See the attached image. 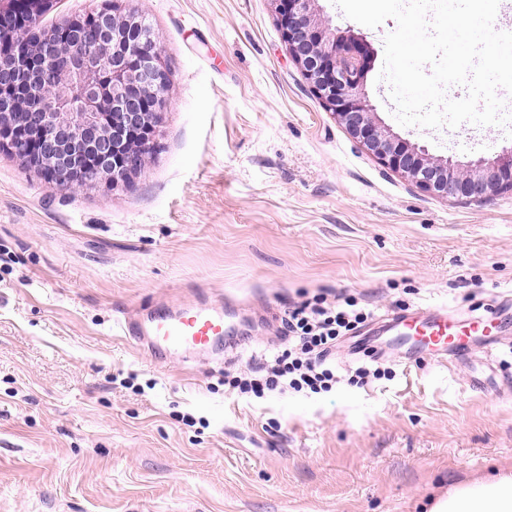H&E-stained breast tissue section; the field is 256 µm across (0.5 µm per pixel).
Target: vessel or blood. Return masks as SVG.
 Returning <instances> with one entry per match:
<instances>
[{"mask_svg": "<svg viewBox=\"0 0 512 512\" xmlns=\"http://www.w3.org/2000/svg\"><path fill=\"white\" fill-rule=\"evenodd\" d=\"M388 327L395 330L396 343L405 346L409 361L425 357L443 361L449 354L468 347L473 332L486 330L487 322L472 319L469 332L458 336L437 320L406 323L394 316ZM229 330L223 307L205 299L175 310H157L148 320L129 319L122 325L124 335L146 342L153 354L179 353L188 358L220 350Z\"/></svg>", "mask_w": 512, "mask_h": 512, "instance_id": "obj_1", "label": "vessel or blood"}]
</instances>
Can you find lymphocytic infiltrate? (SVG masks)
Here are the masks:
<instances>
[{
	"label": "lymphocytic infiltrate",
	"instance_id": "obj_1",
	"mask_svg": "<svg viewBox=\"0 0 512 512\" xmlns=\"http://www.w3.org/2000/svg\"><path fill=\"white\" fill-rule=\"evenodd\" d=\"M369 317L353 299L330 302L324 298L304 301L288 312V347L274 357L264 373H244L229 384L239 394H260L263 390L288 388L296 392H327L337 382L328 359L337 341Z\"/></svg>",
	"mask_w": 512,
	"mask_h": 512
}]
</instances>
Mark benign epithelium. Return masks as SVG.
<instances>
[{
    "mask_svg": "<svg viewBox=\"0 0 512 512\" xmlns=\"http://www.w3.org/2000/svg\"><path fill=\"white\" fill-rule=\"evenodd\" d=\"M55 2L0 0V154L54 191H113L145 171L170 67L143 14L114 5L43 30L40 18ZM274 2L282 39L319 105L384 167L446 199L512 191V147L463 163L390 133L360 89L361 43L336 39L311 11L315 0Z\"/></svg>",
    "mask_w": 512,
    "mask_h": 512,
    "instance_id": "1",
    "label": "benign epithelium"
}]
</instances>
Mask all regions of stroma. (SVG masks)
Listing matches in <instances>:
<instances>
[{"label":"stroma","instance_id":"stroma-1","mask_svg":"<svg viewBox=\"0 0 512 512\" xmlns=\"http://www.w3.org/2000/svg\"><path fill=\"white\" fill-rule=\"evenodd\" d=\"M171 70L144 174L47 188L0 155V512H428L448 488L512 472V191L423 192L322 109L273 0H127ZM314 9L366 47L385 128L434 156L491 158L512 124L404 127L384 39L334 0ZM208 296L223 352L153 357L120 324ZM373 311L332 355L387 370L332 391L242 396L225 376L280 349L289 306ZM498 310L492 350L440 363L375 354L376 317Z\"/></svg>","mask_w":512,"mask_h":512}]
</instances>
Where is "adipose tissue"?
I'll use <instances>...</instances> for the list:
<instances>
[{"instance_id": "adipose-tissue-1", "label": "adipose tissue", "mask_w": 512, "mask_h": 512, "mask_svg": "<svg viewBox=\"0 0 512 512\" xmlns=\"http://www.w3.org/2000/svg\"><path fill=\"white\" fill-rule=\"evenodd\" d=\"M430 512H512V474L497 472L451 487Z\"/></svg>"}]
</instances>
